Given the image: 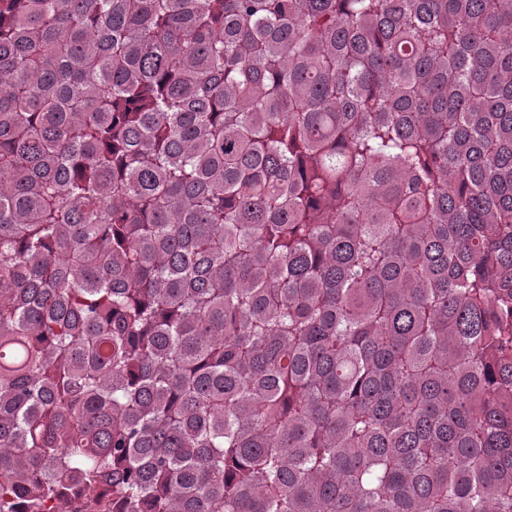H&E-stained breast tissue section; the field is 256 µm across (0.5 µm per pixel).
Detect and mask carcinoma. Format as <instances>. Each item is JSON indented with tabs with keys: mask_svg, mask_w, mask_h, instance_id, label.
Wrapping results in <instances>:
<instances>
[{
	"mask_svg": "<svg viewBox=\"0 0 512 512\" xmlns=\"http://www.w3.org/2000/svg\"><path fill=\"white\" fill-rule=\"evenodd\" d=\"M512 512V0H0V512Z\"/></svg>",
	"mask_w": 512,
	"mask_h": 512,
	"instance_id": "carcinoma-1",
	"label": "carcinoma"
}]
</instances>
